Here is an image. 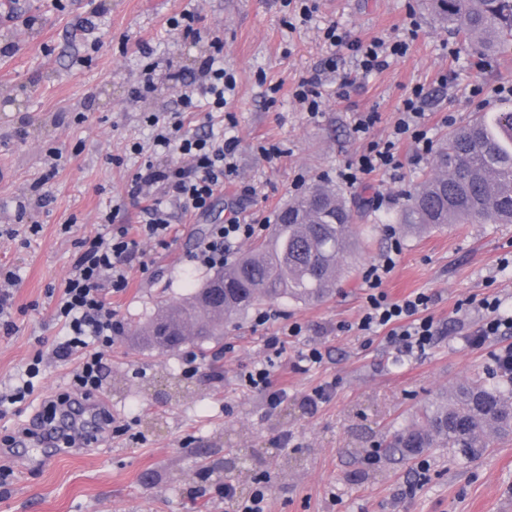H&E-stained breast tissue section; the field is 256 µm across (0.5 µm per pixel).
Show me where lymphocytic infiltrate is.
<instances>
[{"mask_svg":"<svg viewBox=\"0 0 512 512\" xmlns=\"http://www.w3.org/2000/svg\"><path fill=\"white\" fill-rule=\"evenodd\" d=\"M212 47V53L200 63V79H188L181 70L167 72V81L181 89L180 108L166 119L153 113L146 115L145 122L153 131L152 147L147 150L137 142L131 147L141 161L130 183V196H139L145 188L156 184L165 187V194L145 208L136 232L115 225V215L109 212L104 217L108 231L80 241L75 271L67 279L55 308L66 333L52 350L36 352L10 392L0 395V417L5 416L6 406L22 402L33 394L35 379L53 361L76 358L73 388L86 394L101 390L104 356L123 332V324L112 308L110 297L128 288V267L143 263L142 240L167 246L172 208L195 213L206 211L214 196L237 178V139L230 127L200 135L185 131L182 119L186 112L223 111L228 96L236 89L234 74L224 67L222 40L214 39ZM408 49L406 41L389 42L380 37L357 40L351 45L357 70L363 74L385 69L391 57L405 55ZM405 143L413 145L412 161L416 164L427 158L433 149L426 104L418 89L403 100L388 138L369 143L340 170V179L352 186L370 174L398 170L401 166L399 150ZM258 230L257 224L245 219L214 225L209 236L188 253L187 259L207 269L224 267L239 244L255 236ZM395 265V257L389 252L366 271L364 280L368 294L358 328L367 335L385 331L387 342L398 345L406 355L420 354L431 346L436 334L435 321L428 313L430 298L418 292L390 300L382 285ZM301 331V325L292 323L285 334L266 337V360L241 376L246 388L265 395L269 409L279 407L288 395L286 388L272 386L283 338L300 335Z\"/></svg>","mask_w":512,"mask_h":512,"instance_id":"1","label":"lymphocytic infiltrate"}]
</instances>
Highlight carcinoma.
<instances>
[{"label": "carcinoma", "mask_w": 512, "mask_h": 512, "mask_svg": "<svg viewBox=\"0 0 512 512\" xmlns=\"http://www.w3.org/2000/svg\"><path fill=\"white\" fill-rule=\"evenodd\" d=\"M448 30L481 56L512 47V0H431ZM437 169L410 193L398 223L409 232L450 224H512V99L475 112L448 133ZM353 207L333 187L316 184L282 208L269 239L211 275L148 330L175 351L224 335V320L265 300L319 302L333 295L346 254L359 247ZM224 290V303L211 300ZM512 440V375L479 378L425 404L394 427L387 444L400 460L424 452L474 463Z\"/></svg>", "instance_id": "obj_1"}]
</instances>
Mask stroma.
I'll return each mask as SVG.
<instances>
[{"label":"stroma","mask_w":512,"mask_h":512,"mask_svg":"<svg viewBox=\"0 0 512 512\" xmlns=\"http://www.w3.org/2000/svg\"><path fill=\"white\" fill-rule=\"evenodd\" d=\"M312 9L299 14L301 3ZM99 8V52L90 49L84 21ZM189 10L199 39L173 30L170 17ZM337 24L348 38L405 40L406 55L382 72L357 74L350 50L326 40ZM224 41V66L236 77L227 112L238 138L239 178L216 194L205 213L176 212L170 244L143 241L147 269L133 268L130 285L112 296L125 323L105 355L103 388L116 424L96 448H79L41 461L9 451L6 442L50 400L71 393L75 362L47 367L28 399L0 418V512H238L257 480L269 486L266 512H512V442L476 463L425 453L403 464L388 460L382 441L393 426L448 388L495 367V353L512 345V332L470 345L477 320L462 301L492 295L512 309V224H455L418 236L394 223L406 193L435 167V156L357 185L336 172L368 142L391 133L401 101L422 88L434 144L477 107L494 109L475 87L512 81V50L485 59L466 48L423 0H0V265L18 269L11 333L0 331V390L14 382L37 350L65 333L55 315L56 296L71 275L77 241L105 232L101 217L119 206L120 224H138L147 198L127 195L136 158L132 143L151 145L147 112L176 108L179 89L158 82L146 99L129 91L147 61L194 74L212 37ZM149 44L151 55L141 46ZM89 64H80L83 56ZM353 75L342 86L344 75ZM318 80L321 107L312 115L291 96L303 78ZM375 111L366 134L355 133L358 113ZM84 121H77V113ZM282 155L267 160L265 144ZM58 149L52 160L49 149ZM329 183L347 201L366 200L353 232L360 251L347 257L336 292L318 303L272 302L277 315L258 324L255 311L226 322L207 344L197 371L185 375L182 354L149 347L139 329L165 304L188 296L209 271L186 254L211 225L246 216L273 225L296 195V178ZM44 181L46 207L30 205L18 222L17 203ZM391 195L385 209L370 201ZM38 224L31 232L30 224ZM399 240L401 252L383 289L389 299L424 292L440 333L425 354L408 358L384 334L364 336L356 325L368 288L365 270ZM302 332L284 339L279 360L288 398L268 410L264 395L244 389L241 374L264 361V340L289 323ZM320 349L316 365L302 361ZM185 351V352H186ZM327 398H316L321 387ZM234 483L229 500L218 490Z\"/></svg>","instance_id":"stroma-1"}]
</instances>
